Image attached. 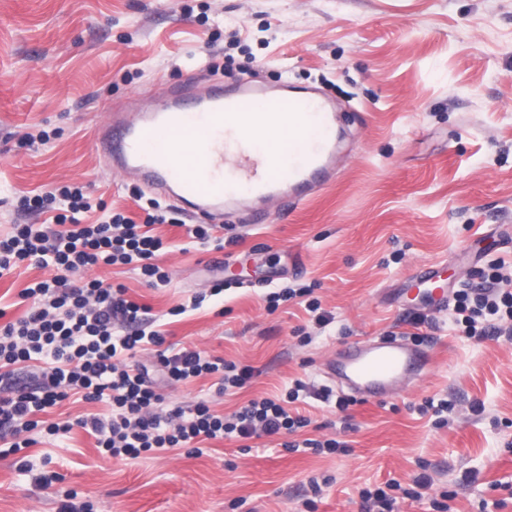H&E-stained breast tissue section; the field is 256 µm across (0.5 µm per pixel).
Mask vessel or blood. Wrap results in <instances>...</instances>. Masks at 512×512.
Listing matches in <instances>:
<instances>
[{"label": "vessel or blood", "mask_w": 512, "mask_h": 512, "mask_svg": "<svg viewBox=\"0 0 512 512\" xmlns=\"http://www.w3.org/2000/svg\"><path fill=\"white\" fill-rule=\"evenodd\" d=\"M291 135L287 145L274 132ZM340 115L316 93L265 90L218 80L204 91L193 83L155 96L148 109L110 113L95 145L114 169L143 177L193 220L223 218L241 197L307 203L336 173ZM442 265L412 276L427 313L446 311L451 290ZM423 348L399 337L358 341L327 360L336 386L357 399L395 398L408 378L431 369Z\"/></svg>", "instance_id": "b4317fda"}]
</instances>
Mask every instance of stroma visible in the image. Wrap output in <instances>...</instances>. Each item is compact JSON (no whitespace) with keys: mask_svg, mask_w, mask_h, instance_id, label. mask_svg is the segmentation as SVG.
Segmentation results:
<instances>
[{"mask_svg":"<svg viewBox=\"0 0 512 512\" xmlns=\"http://www.w3.org/2000/svg\"><path fill=\"white\" fill-rule=\"evenodd\" d=\"M190 79L315 87L349 118L335 178L300 208L271 205L256 224L253 201L241 199L224 213L218 252L170 225L180 214L170 201L154 227L170 245L166 287L126 266L95 269L150 306L168 342L256 370L223 396L209 378L162 386L168 402L208 399L228 415L297 380L329 386L324 362L345 345L412 333L400 311L415 294L409 271L444 259L461 288L512 260V0H0V233L41 223L19 196L68 183L144 222L154 190L111 171L93 131L110 109ZM42 129L50 143L21 145ZM47 276L21 267L0 278L7 320L28 309L20 291ZM224 277L235 286L171 315ZM288 287L312 289L330 324L312 329L293 302L268 312L267 294ZM422 331L435 368L397 398L344 411L305 398L310 427L251 439L246 451L209 441L199 455L109 461L76 429L29 448L31 472L0 457V512H58L69 489L94 512H363V489L407 488L421 473L431 489L398 496L395 512H437L442 500L451 512H512V342L458 335L445 314ZM428 399L452 404L447 424L419 413ZM320 433L343 448H287ZM51 474L50 487L36 484Z\"/></svg>","mask_w":512,"mask_h":512,"instance_id":"1","label":"stroma"}]
</instances>
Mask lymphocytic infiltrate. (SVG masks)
I'll list each match as a JSON object with an SVG mask.
<instances>
[{"mask_svg": "<svg viewBox=\"0 0 512 512\" xmlns=\"http://www.w3.org/2000/svg\"><path fill=\"white\" fill-rule=\"evenodd\" d=\"M22 206L50 219L16 224L0 235V277L24 264L51 269L52 275L20 292L30 304L23 317L0 325V379H12L20 367L33 378L32 385L0 395V444L18 455V470L30 468L20 456L23 449L76 427L95 438L103 457L125 460L182 448L198 454L208 440L275 436L309 426L295 407L306 390L299 380L285 393L249 400L227 416L204 400L186 408L168 405L156 390L139 359L148 350L172 385L212 377L224 394L243 389L254 376L251 366L167 343L149 306L127 299L124 286L86 278L92 267L123 265L138 269L150 287L169 284V272L158 263L167 245L150 231L166 221L158 200H149L141 225L92 202L80 184L24 197ZM93 211L97 219L82 223V215ZM452 316L461 335L512 341V264L496 260L482 287L457 289ZM74 395L107 404V413L46 420V412Z\"/></svg>", "mask_w": 512, "mask_h": 512, "instance_id": "obj_1", "label": "lymphocytic infiltrate"}]
</instances>
